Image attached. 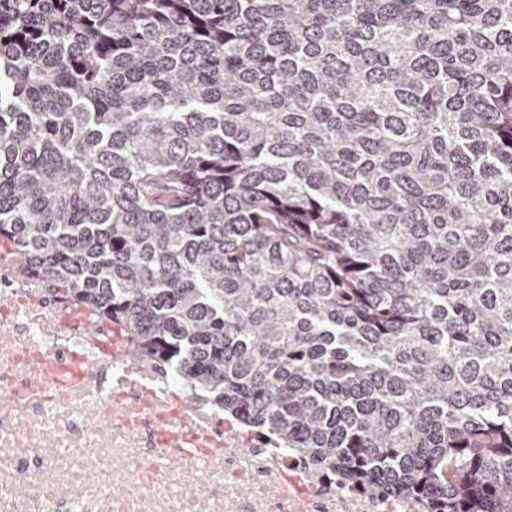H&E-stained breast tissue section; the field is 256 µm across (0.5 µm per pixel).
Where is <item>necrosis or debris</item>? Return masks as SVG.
I'll use <instances>...</instances> for the list:
<instances>
[{
  "mask_svg": "<svg viewBox=\"0 0 512 512\" xmlns=\"http://www.w3.org/2000/svg\"><path fill=\"white\" fill-rule=\"evenodd\" d=\"M434 508L331 477L221 416L22 256L0 253V512Z\"/></svg>",
  "mask_w": 512,
  "mask_h": 512,
  "instance_id": "obj_1",
  "label": "necrosis or debris"
}]
</instances>
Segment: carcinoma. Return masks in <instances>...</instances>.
<instances>
[{"label":"carcinoma","instance_id":"1","mask_svg":"<svg viewBox=\"0 0 512 512\" xmlns=\"http://www.w3.org/2000/svg\"><path fill=\"white\" fill-rule=\"evenodd\" d=\"M0 238L324 471L512 512V0H0Z\"/></svg>","mask_w":512,"mask_h":512}]
</instances>
